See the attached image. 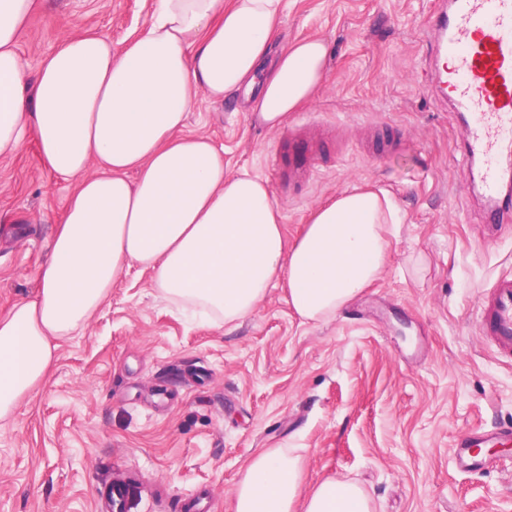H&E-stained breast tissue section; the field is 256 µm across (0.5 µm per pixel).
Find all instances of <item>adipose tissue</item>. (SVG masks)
Here are the masks:
<instances>
[{"label": "adipose tissue", "instance_id": "adipose-tissue-1", "mask_svg": "<svg viewBox=\"0 0 512 512\" xmlns=\"http://www.w3.org/2000/svg\"><path fill=\"white\" fill-rule=\"evenodd\" d=\"M44 0H0V159L35 138L44 166L73 182L38 271L39 288L0 316V421L46 380L60 341L82 331L122 272L148 268L172 305L215 325L254 313L277 281L305 321L321 322L380 277L398 206L352 187L317 205L287 245L267 182L227 173L211 139L186 133L199 97L240 93L275 130L313 99L328 47L282 38L283 0H156L120 53L107 35L62 38L30 75L18 51ZM293 448L259 451L233 491V512H372L358 484L328 476L303 491Z\"/></svg>", "mask_w": 512, "mask_h": 512}]
</instances>
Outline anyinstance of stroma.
Here are the masks:
<instances>
[{"label": "stroma", "instance_id": "stroma-1", "mask_svg": "<svg viewBox=\"0 0 512 512\" xmlns=\"http://www.w3.org/2000/svg\"><path fill=\"white\" fill-rule=\"evenodd\" d=\"M154 0H48L19 44L29 71L66 35L99 31L113 52L148 22ZM437 0H285L281 34L318 36L328 71L278 130L241 99L200 100L187 132L210 137L229 171L264 178L288 242L311 210L371 184L400 209L377 279L333 318L302 321L284 287L235 326L168 306L149 271L123 272L86 331L62 341L47 380L0 422V512H103L113 479L132 477L128 512H232L246 461L302 451L303 481L358 483L374 512H512V441L501 466L456 471L451 449L475 430L512 429V363L477 326L482 286L512 273V223H485L477 161L461 154L464 116L426 80ZM314 174L280 179L296 125ZM73 183L35 143L0 159V313L36 273Z\"/></svg>", "mask_w": 512, "mask_h": 512}]
</instances>
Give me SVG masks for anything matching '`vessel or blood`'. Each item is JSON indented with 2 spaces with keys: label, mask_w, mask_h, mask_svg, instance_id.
<instances>
[{
  "label": "vessel or blood",
  "mask_w": 512,
  "mask_h": 512,
  "mask_svg": "<svg viewBox=\"0 0 512 512\" xmlns=\"http://www.w3.org/2000/svg\"><path fill=\"white\" fill-rule=\"evenodd\" d=\"M435 29L432 56L453 62L434 74L437 95L455 111L474 114L461 139L468 156L484 159L482 188L495 195L502 178L497 160L512 153V0H451L450 9L439 11ZM478 325L496 353L512 361V275L495 278L483 290ZM501 436L495 430L458 441L453 450L457 468L495 467V459L478 451Z\"/></svg>",
  "instance_id": "vessel-or-blood-1"
}]
</instances>
